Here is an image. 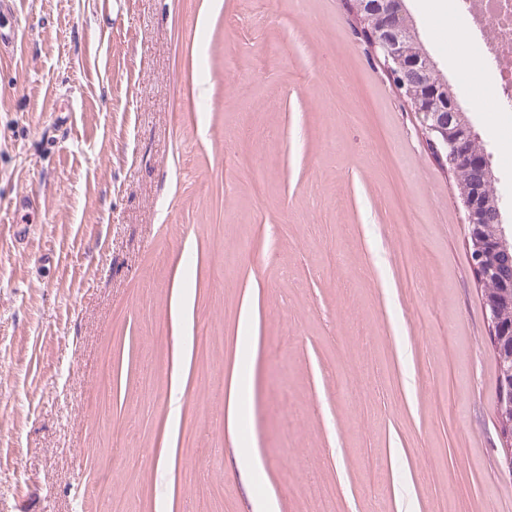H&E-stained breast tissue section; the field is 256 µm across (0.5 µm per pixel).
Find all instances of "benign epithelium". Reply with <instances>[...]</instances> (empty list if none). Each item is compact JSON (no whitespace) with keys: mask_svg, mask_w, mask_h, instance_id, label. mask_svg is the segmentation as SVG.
<instances>
[{"mask_svg":"<svg viewBox=\"0 0 512 512\" xmlns=\"http://www.w3.org/2000/svg\"><path fill=\"white\" fill-rule=\"evenodd\" d=\"M354 26L374 58L389 74L406 103L410 114L424 136L432 154L454 174L485 171L473 152L475 138L472 127L464 129L453 119V102L446 100L447 79L439 72L430 56L418 51V41L407 24V11L401 0H362L353 3ZM473 180L456 182L457 198L463 210V223L470 233L475 252L472 264L480 282L500 281L512 288V251L508 249L502 225L493 226L486 235L476 229L487 223Z\"/></svg>","mask_w":512,"mask_h":512,"instance_id":"1","label":"benign epithelium"}]
</instances>
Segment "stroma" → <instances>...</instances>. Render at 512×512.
I'll return each mask as SVG.
<instances>
[{"label":"stroma","mask_w":512,"mask_h":512,"mask_svg":"<svg viewBox=\"0 0 512 512\" xmlns=\"http://www.w3.org/2000/svg\"><path fill=\"white\" fill-rule=\"evenodd\" d=\"M406 6L511 232L492 64L440 38L465 29L448 0ZM17 9L26 34L0 57V512H512L454 180L347 0H120L107 41L99 0ZM269 45L280 63L256 69Z\"/></svg>","instance_id":"stroma-1"}]
</instances>
